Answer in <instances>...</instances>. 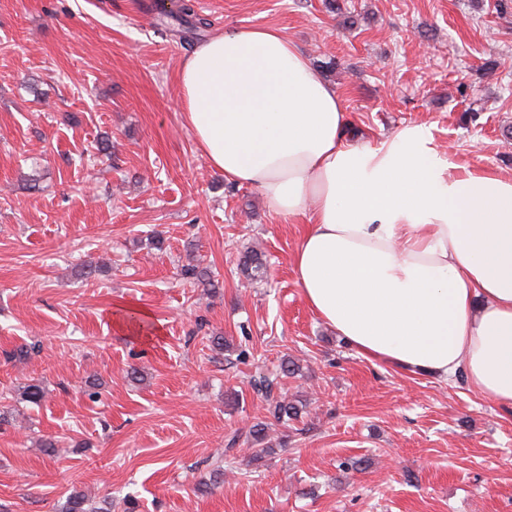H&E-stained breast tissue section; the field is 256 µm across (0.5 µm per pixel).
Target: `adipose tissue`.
Listing matches in <instances>:
<instances>
[{
  "label": "adipose tissue",
  "mask_w": 512,
  "mask_h": 512,
  "mask_svg": "<svg viewBox=\"0 0 512 512\" xmlns=\"http://www.w3.org/2000/svg\"><path fill=\"white\" fill-rule=\"evenodd\" d=\"M179 109L208 164L308 226L304 301L358 354L465 374L512 407V177L458 170L426 126L351 142L336 90L277 27H240L181 63Z\"/></svg>",
  "instance_id": "adipose-tissue-1"
}]
</instances>
